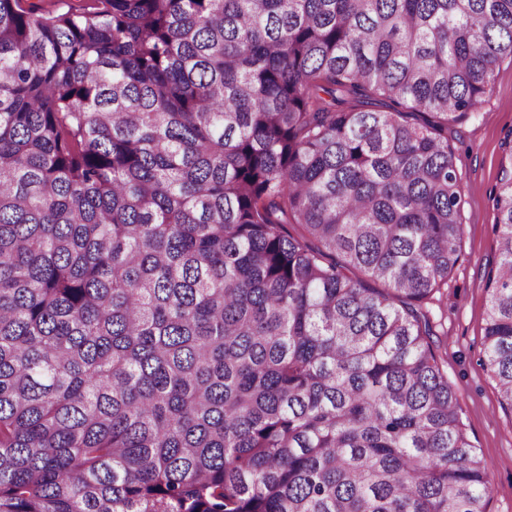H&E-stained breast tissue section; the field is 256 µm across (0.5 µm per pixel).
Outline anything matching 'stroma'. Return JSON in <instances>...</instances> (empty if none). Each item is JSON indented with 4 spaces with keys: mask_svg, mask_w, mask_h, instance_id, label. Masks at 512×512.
<instances>
[{
    "mask_svg": "<svg viewBox=\"0 0 512 512\" xmlns=\"http://www.w3.org/2000/svg\"><path fill=\"white\" fill-rule=\"evenodd\" d=\"M511 128L512 60L506 58L495 70L486 101L448 130L462 194L460 257L441 301L430 306L462 420L486 463L492 489L488 512H512V415L502 409L497 387L480 364L485 274L498 258L490 195L502 164L511 159L503 145Z\"/></svg>",
    "mask_w": 512,
    "mask_h": 512,
    "instance_id": "obj_1",
    "label": "stroma"
}]
</instances>
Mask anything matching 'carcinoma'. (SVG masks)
<instances>
[{
  "label": "carcinoma",
  "mask_w": 512,
  "mask_h": 512,
  "mask_svg": "<svg viewBox=\"0 0 512 512\" xmlns=\"http://www.w3.org/2000/svg\"><path fill=\"white\" fill-rule=\"evenodd\" d=\"M504 56L512 0H0V512H487L428 305Z\"/></svg>",
  "instance_id": "obj_1"
}]
</instances>
